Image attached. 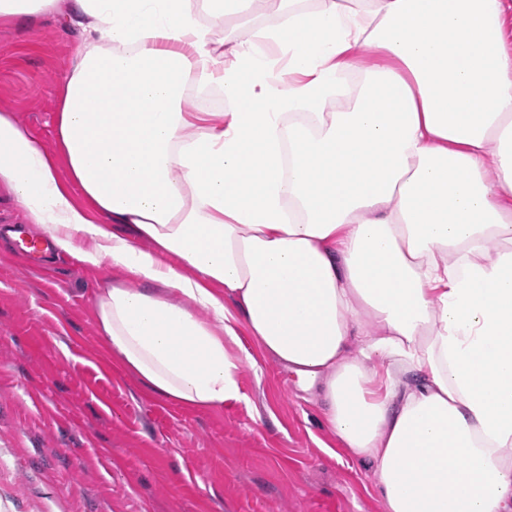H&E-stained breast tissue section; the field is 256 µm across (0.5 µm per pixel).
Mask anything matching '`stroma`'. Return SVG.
Listing matches in <instances>:
<instances>
[{"label": "stroma", "instance_id": "obj_1", "mask_svg": "<svg viewBox=\"0 0 512 512\" xmlns=\"http://www.w3.org/2000/svg\"><path fill=\"white\" fill-rule=\"evenodd\" d=\"M80 38L63 14L0 26V113L52 155ZM107 277L128 279L60 250L32 270L0 239V512H384L371 465L248 332L255 364L216 410L160 399L115 364L93 305Z\"/></svg>", "mask_w": 512, "mask_h": 512}]
</instances>
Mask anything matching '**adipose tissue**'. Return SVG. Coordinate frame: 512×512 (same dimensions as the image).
Listing matches in <instances>:
<instances>
[{"label":"adipose tissue","instance_id":"obj_1","mask_svg":"<svg viewBox=\"0 0 512 512\" xmlns=\"http://www.w3.org/2000/svg\"><path fill=\"white\" fill-rule=\"evenodd\" d=\"M296 2L0 0L82 30L69 184L4 112L0 182L130 275L97 328L158 397H239L243 325L385 512H512V0ZM215 88L222 111H187Z\"/></svg>","mask_w":512,"mask_h":512}]
</instances>
